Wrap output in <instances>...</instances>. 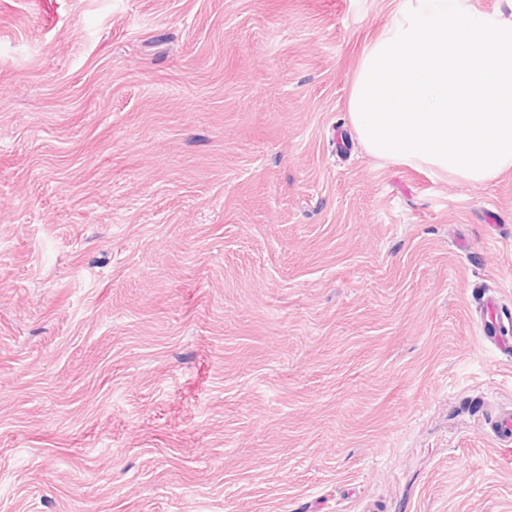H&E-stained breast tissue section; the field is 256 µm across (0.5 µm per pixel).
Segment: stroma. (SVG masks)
Listing matches in <instances>:
<instances>
[{
	"label": "stroma",
	"instance_id": "1",
	"mask_svg": "<svg viewBox=\"0 0 512 512\" xmlns=\"http://www.w3.org/2000/svg\"><path fill=\"white\" fill-rule=\"evenodd\" d=\"M393 0H0V512H512V171L349 124ZM483 293L482 319L479 327L483 339H493L504 353L512 351V309L504 307L496 295ZM489 429L494 438L503 446L512 445V412L508 409H499L490 416Z\"/></svg>",
	"mask_w": 512,
	"mask_h": 512
}]
</instances>
